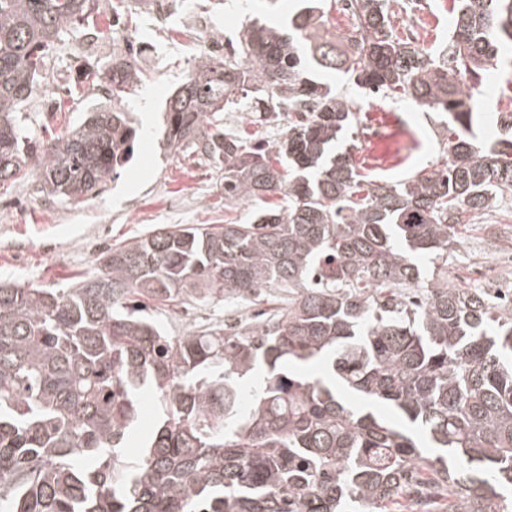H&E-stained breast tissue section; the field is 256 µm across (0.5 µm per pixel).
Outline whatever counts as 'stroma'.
<instances>
[{"instance_id": "stroma-1", "label": "stroma", "mask_w": 512, "mask_h": 512, "mask_svg": "<svg viewBox=\"0 0 512 512\" xmlns=\"http://www.w3.org/2000/svg\"><path fill=\"white\" fill-rule=\"evenodd\" d=\"M265 0H176L163 37L143 0H105L96 26L73 25L51 54L46 80L24 106L27 132L43 141L64 135L89 112L111 101L103 75L85 80L86 70H108L113 53L132 47L140 53L141 82L128 95L125 109L135 126L151 116L149 133L141 134L132 160L119 176L107 180L97 195L80 203L43 193L40 178L30 173L0 181V282L65 288L75 277L93 274L107 247L149 235L163 225L221 224L249 219L251 201L225 205L224 175L198 156L159 147L166 99L181 85L203 53L206 30L236 38L245 17L259 13ZM512 99V74L488 72L476 102L475 132L484 144L496 141L497 105ZM349 135L338 149H351L358 171L369 179L402 180L442 164L448 156L446 115L428 112L407 99L358 95ZM494 227H459V243L448 257L449 283L487 287L483 271L500 254L512 253V195L495 199ZM281 305L279 293L257 306L224 295L178 305L148 302L150 317L173 336L232 325L256 310Z\"/></svg>"}]
</instances>
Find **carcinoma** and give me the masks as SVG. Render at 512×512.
<instances>
[{
  "label": "carcinoma",
  "instance_id": "obj_1",
  "mask_svg": "<svg viewBox=\"0 0 512 512\" xmlns=\"http://www.w3.org/2000/svg\"><path fill=\"white\" fill-rule=\"evenodd\" d=\"M341 1L346 33L326 28L325 0L283 27L254 17L166 102V145L224 172L228 202L281 193L277 207L166 225L61 292L0 284L6 512H512V300L436 280L458 225L512 192V123L479 148L464 91L508 62L512 0H453L437 57L394 33L399 0ZM94 10L0 0V181L33 162L42 191L79 202L130 159L136 128L116 108L49 143L17 119L49 51ZM313 71L447 115L448 160L363 179L336 151L356 104ZM142 75L112 55V104ZM253 107L271 123L297 113L271 151L224 132L222 113ZM265 288L290 297L202 335L172 336L133 304ZM146 390L161 418L143 434ZM129 443L144 449L131 466Z\"/></svg>",
  "mask_w": 512,
  "mask_h": 512
}]
</instances>
